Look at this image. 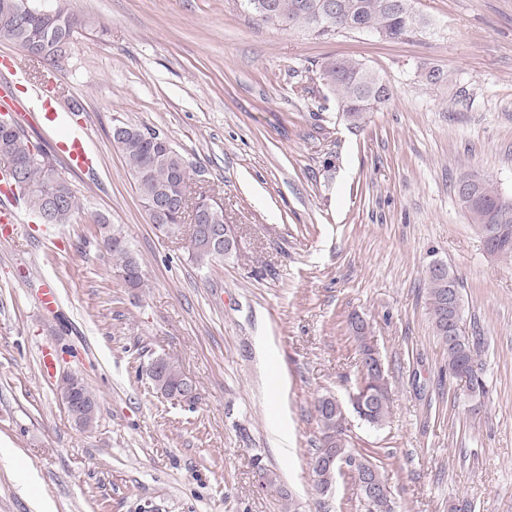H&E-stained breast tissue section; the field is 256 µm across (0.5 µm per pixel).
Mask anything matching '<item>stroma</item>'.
I'll return each mask as SVG.
<instances>
[{
    "label": "stroma",
    "instance_id": "1",
    "mask_svg": "<svg viewBox=\"0 0 512 512\" xmlns=\"http://www.w3.org/2000/svg\"><path fill=\"white\" fill-rule=\"evenodd\" d=\"M83 22L57 74L100 155L56 166L82 209L0 237V512H366L344 470L308 467L314 403L357 385L351 314L369 323L391 392L384 426L350 417L349 447L386 476L393 512H512V258L489 254L452 185L473 171L512 196V0H413L428 27L329 39L254 20L242 0H49ZM379 73L393 97L354 127L325 59ZM433 68L451 81L431 84ZM165 134L235 248L201 267L156 233L113 119ZM144 273L125 284L94 219ZM459 278L487 395L448 373L425 269ZM58 303L42 311L43 288ZM56 355L40 367V349ZM158 356L196 386L188 407L147 377ZM96 393L92 426L60 399ZM89 395L90 397L94 398L97 402L99 401L95 393H93L84 383L83 389H82V382L77 377H73L70 388L62 392L61 399L63 404L65 405L68 413L71 415V417L76 421L77 424L80 426H83L81 424L82 422V411H84L89 404L95 405V403L92 400L87 399L84 392ZM79 423H78V422Z\"/></svg>",
    "mask_w": 512,
    "mask_h": 512
}]
</instances>
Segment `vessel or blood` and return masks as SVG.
Listing matches in <instances>:
<instances>
[{"label": "vessel or blood", "mask_w": 512, "mask_h": 512, "mask_svg": "<svg viewBox=\"0 0 512 512\" xmlns=\"http://www.w3.org/2000/svg\"><path fill=\"white\" fill-rule=\"evenodd\" d=\"M0 77L9 83L8 88L0 90V109L28 110L37 122L56 132L55 149L71 171L87 172L98 166L99 155L91 144L86 126L75 121L73 112L52 86L34 85L26 98L17 97L14 88L24 82L25 72L16 58L6 55L0 57ZM17 199L14 184L0 170V225L20 224Z\"/></svg>", "instance_id": "1"}]
</instances>
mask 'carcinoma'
<instances>
[{"mask_svg":"<svg viewBox=\"0 0 512 512\" xmlns=\"http://www.w3.org/2000/svg\"><path fill=\"white\" fill-rule=\"evenodd\" d=\"M339 3L338 10L329 13L325 4ZM257 20L282 27H302L318 37H331L355 30L354 23L369 24L375 33L386 40H402L419 33L427 26L423 17L415 12L411 0H245ZM78 20L66 9H60L52 25L41 15V10L29 0H0V41L20 47L27 55L42 51L40 62L46 64L47 73L62 69L68 59ZM320 78L336 96L342 117L352 126L365 120L366 114L376 111L391 98L387 83L364 64L344 58H330L320 65ZM111 144L123 155L129 174L135 183L145 210H150L151 199L161 193L170 207L160 218L149 214L154 228L165 236L181 232L188 225L191 259L201 267L224 258V250L210 247L198 238L205 217L213 223H224V210L205 197H199L196 221L186 222L182 204L189 198L191 175L182 155L170 140L159 131L144 126L129 125L113 120ZM0 151L26 163L25 183L17 184L22 197L34 214L51 207L50 194L59 192L63 206L55 209V223L66 224L79 210L78 198L56 168L51 154L35 144L21 125L9 133L0 132ZM469 188L467 195L458 196L465 213L478 233L488 226L501 232L500 255L512 257V197L502 195L498 189L474 172L458 177L454 190ZM101 241L112 256L125 284L139 288L144 282L143 271L120 229L105 217L95 218ZM427 309L435 335L448 340V281L434 269L426 270ZM481 338H463V342L448 347V371L469 377V389L480 395L487 393V384L474 369L475 356L481 347ZM164 377L159 386L173 391L183 384L181 371L175 361L159 358ZM356 392L370 389L377 393L365 408L358 409L359 418L373 428L383 426L390 412V393L385 377L365 361L359 363ZM320 428V446L316 454L326 451L336 434H346L337 423L338 413L320 397L315 404Z\"/></svg>","mask_w":512,"mask_h":512,"instance_id":"cac0c4a2","label":"carcinoma"}]
</instances>
